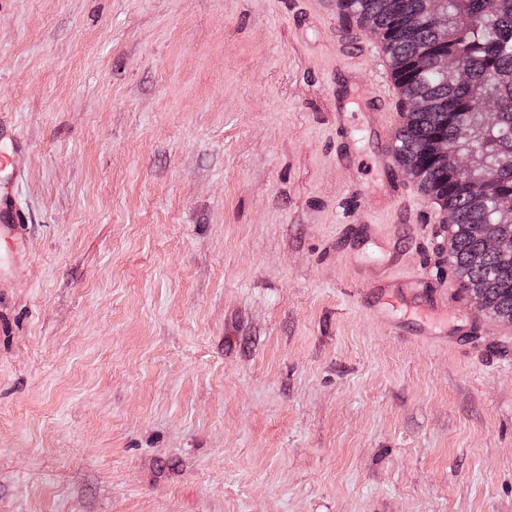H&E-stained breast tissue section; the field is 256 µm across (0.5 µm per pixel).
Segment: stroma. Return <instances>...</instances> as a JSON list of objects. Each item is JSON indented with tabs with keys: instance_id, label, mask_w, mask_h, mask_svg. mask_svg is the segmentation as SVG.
<instances>
[{
	"instance_id": "obj_1",
	"label": "stroma",
	"mask_w": 512,
	"mask_h": 512,
	"mask_svg": "<svg viewBox=\"0 0 512 512\" xmlns=\"http://www.w3.org/2000/svg\"><path fill=\"white\" fill-rule=\"evenodd\" d=\"M386 64L317 0H0V512H512V325L376 163ZM385 271L451 293L434 338ZM27 224L12 194L0 185V279L26 256Z\"/></svg>"
}]
</instances>
